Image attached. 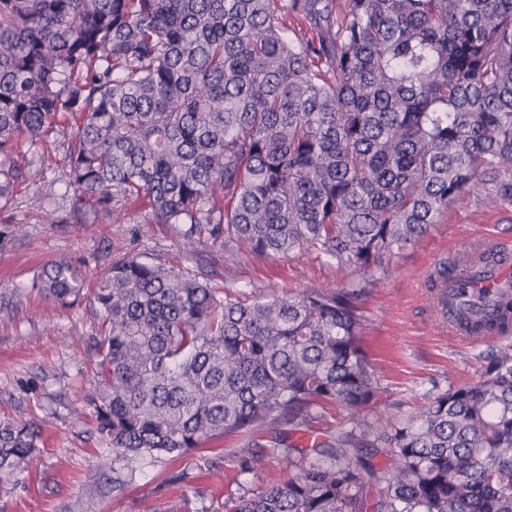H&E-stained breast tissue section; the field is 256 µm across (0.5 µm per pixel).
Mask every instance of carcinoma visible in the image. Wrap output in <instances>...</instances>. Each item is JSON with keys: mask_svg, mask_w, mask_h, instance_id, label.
Here are the masks:
<instances>
[{"mask_svg": "<svg viewBox=\"0 0 512 512\" xmlns=\"http://www.w3.org/2000/svg\"><path fill=\"white\" fill-rule=\"evenodd\" d=\"M304 16L316 38L288 33ZM70 213L141 206L197 252L307 251L340 287L245 296L202 272L122 252L98 278L99 466L182 458L274 431L241 461L288 477L227 512H512V350L480 378L379 427L358 307L390 262L489 182L512 203V0H0V199L39 181L19 161L59 128ZM507 255L436 269L467 336L512 330ZM72 260L29 289L84 297ZM344 424L321 426L327 409ZM33 421H0V480L38 466Z\"/></svg>", "mask_w": 512, "mask_h": 512, "instance_id": "obj_1", "label": "carcinoma"}]
</instances>
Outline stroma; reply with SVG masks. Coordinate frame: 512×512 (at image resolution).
<instances>
[{"instance_id":"obj_1","label":"stroma","mask_w":512,"mask_h":512,"mask_svg":"<svg viewBox=\"0 0 512 512\" xmlns=\"http://www.w3.org/2000/svg\"><path fill=\"white\" fill-rule=\"evenodd\" d=\"M21 155L41 165L52 189L41 194L23 184L0 201V224L23 228L0 243V420L40 424L44 447L37 468L0 481V512H168L175 503L181 512H224L228 499L284 479L288 468L277 459L267 462L262 477L241 473L248 441L228 436L180 460L144 464L123 489H113L111 473L97 467L101 445L83 413L94 389L93 342L101 321L86 300L47 312L27 287L44 264L65 257L83 258L87 280L95 281L115 258V241L149 261L202 268L219 287L225 268H232L234 291L247 295L339 285L343 273L307 253L275 259L245 247L230 259L216 247L187 253L169 225L141 223L136 204L120 224L93 208L72 220L73 189L61 150L25 146ZM489 237L512 253V205L487 203L477 193L404 250L390 275L360 301V345L380 385L374 419L387 421L434 390L478 380L492 351L512 349V335L476 342L454 333L430 288L439 263Z\"/></svg>"}]
</instances>
